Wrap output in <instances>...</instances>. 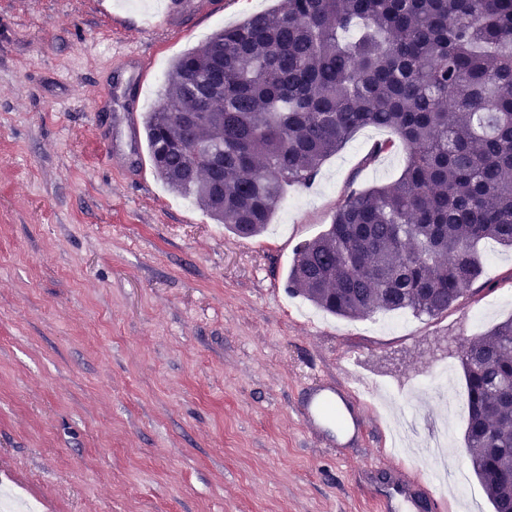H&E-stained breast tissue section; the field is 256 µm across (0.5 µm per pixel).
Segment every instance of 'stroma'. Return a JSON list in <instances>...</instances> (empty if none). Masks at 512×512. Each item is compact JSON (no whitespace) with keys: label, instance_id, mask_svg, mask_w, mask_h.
<instances>
[{"label":"stroma","instance_id":"35a3bbf8","mask_svg":"<svg viewBox=\"0 0 512 512\" xmlns=\"http://www.w3.org/2000/svg\"><path fill=\"white\" fill-rule=\"evenodd\" d=\"M276 3L198 2L167 27L123 0H0V490L33 512H493L449 403L462 341L512 317V249L481 244L482 277L433 318L346 320L286 290L348 182L398 177L402 149L360 164L388 132L358 131L254 237L151 162L133 177L128 103L151 111L173 59ZM318 389L356 412L349 442L303 423ZM411 417L410 444L440 433L442 454L398 443Z\"/></svg>","mask_w":512,"mask_h":512}]
</instances>
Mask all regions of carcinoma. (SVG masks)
<instances>
[{"label":"carcinoma","mask_w":512,"mask_h":512,"mask_svg":"<svg viewBox=\"0 0 512 512\" xmlns=\"http://www.w3.org/2000/svg\"><path fill=\"white\" fill-rule=\"evenodd\" d=\"M212 113L184 141L191 112ZM394 145L399 177L349 183L299 245L287 288L348 319L435 317L483 274L479 246L512 248V0H278L177 57L143 117L157 177L241 237L270 224L358 131ZM466 445L494 512H512V317L461 349Z\"/></svg>","instance_id":"obj_1"}]
</instances>
